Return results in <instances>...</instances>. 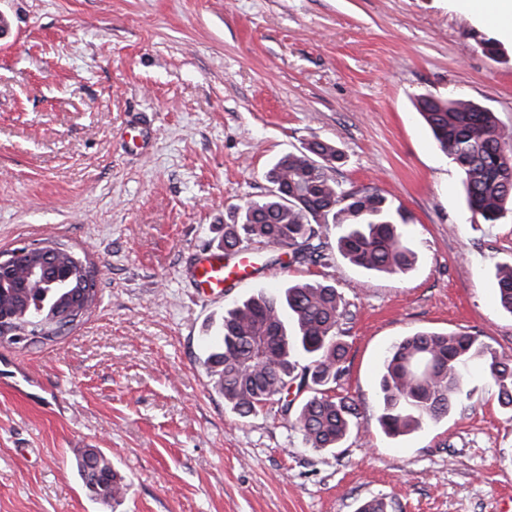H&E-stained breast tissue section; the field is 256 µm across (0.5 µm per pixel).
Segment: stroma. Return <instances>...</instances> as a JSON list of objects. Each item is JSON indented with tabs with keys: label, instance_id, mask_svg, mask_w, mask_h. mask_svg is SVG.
I'll use <instances>...</instances> for the list:
<instances>
[{
	"label": "stroma",
	"instance_id": "35a3bbf8",
	"mask_svg": "<svg viewBox=\"0 0 512 512\" xmlns=\"http://www.w3.org/2000/svg\"><path fill=\"white\" fill-rule=\"evenodd\" d=\"M0 250L57 240L99 271L98 308L51 345L0 347V512H512V411L474 360L448 416L381 429L388 348L421 331L479 334L512 356L494 269L512 213L468 210L463 175L415 108L465 97L512 128V43L452 0H0ZM339 148L341 190L386 196L416 254L398 275L344 258L292 264L242 242L258 272L199 296L196 257L272 189L266 172L312 141ZM334 285L336 395L359 430L309 447L279 404L242 418L205 365L225 309L288 284ZM80 448L129 485L91 499Z\"/></svg>",
	"mask_w": 512,
	"mask_h": 512
}]
</instances>
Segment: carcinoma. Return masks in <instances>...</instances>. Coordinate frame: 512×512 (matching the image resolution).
Wrapping results in <instances>:
<instances>
[{
	"label": "carcinoma",
	"mask_w": 512,
	"mask_h": 512,
	"mask_svg": "<svg viewBox=\"0 0 512 512\" xmlns=\"http://www.w3.org/2000/svg\"><path fill=\"white\" fill-rule=\"evenodd\" d=\"M416 107L438 148L462 171L469 209L496 223L512 202V129L464 98L420 95ZM341 159L340 150L324 141L281 156L266 173L273 184L268 196L249 203L240 222L224 225V250L235 251L246 238L288 248L293 263L316 265L324 259L318 239L332 224L339 252L354 265L388 275L410 269L415 253L405 241V214L376 191L338 189L330 171ZM54 251L57 266L84 273V307L90 313L98 303L94 264L58 243ZM41 260V252H25L0 269L1 347L16 346L23 336L57 341L52 321L69 290L62 282L30 278ZM494 277L499 305L512 315V262L497 265ZM352 319L336 287L321 282L251 297L224 312L221 341L205 364L225 404L242 418L274 401L288 415L294 401L287 385L300 389L310 383L311 395L298 406L293 425L310 447L335 448L358 427L355 402L332 395L328 387L344 372L341 326ZM299 349L310 356L308 364L293 360ZM475 358L498 385L502 404L512 407L511 357L472 333L418 332L394 344L384 359L378 417L383 431L404 435L447 416L462 394L463 369ZM75 462L92 498L110 502L123 494V477L99 449H79Z\"/></svg>",
	"instance_id": "carcinoma-1"
}]
</instances>
